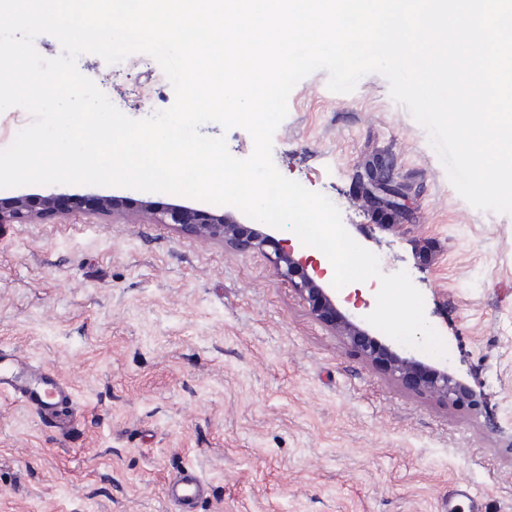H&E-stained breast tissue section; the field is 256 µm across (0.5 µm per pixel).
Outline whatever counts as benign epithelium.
<instances>
[{"label": "benign epithelium", "instance_id": "1", "mask_svg": "<svg viewBox=\"0 0 512 512\" xmlns=\"http://www.w3.org/2000/svg\"><path fill=\"white\" fill-rule=\"evenodd\" d=\"M140 208L157 216L160 223L172 224L204 242H222L239 251L272 248L277 273L292 283L318 320L330 327L369 364L421 394H429L455 406L478 409L475 395L465 382L449 373L448 368L429 365L412 354L404 356L371 335L366 320L346 309L345 304L351 301V297L337 298L332 289L321 283L325 271L313 261L297 255L287 241L260 230L243 231L228 211L218 214L178 205L157 209L152 204H142ZM72 209L94 214L123 212L122 204L114 197L62 193L39 197L22 195L0 199V223L43 219Z\"/></svg>", "mask_w": 512, "mask_h": 512}]
</instances>
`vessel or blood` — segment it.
<instances>
[{
	"mask_svg": "<svg viewBox=\"0 0 512 512\" xmlns=\"http://www.w3.org/2000/svg\"><path fill=\"white\" fill-rule=\"evenodd\" d=\"M0 392L15 395L46 420L56 423L63 406L71 399L72 389L52 370L31 365L17 354L1 349ZM166 495L174 512H197L206 496V485L196 474L187 472L168 484Z\"/></svg>",
	"mask_w": 512,
	"mask_h": 512,
	"instance_id": "vessel-or-blood-1",
	"label": "vessel or blood"
}]
</instances>
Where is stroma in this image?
Wrapping results in <instances>:
<instances>
[{"label": "stroma", "mask_w": 512, "mask_h": 512, "mask_svg": "<svg viewBox=\"0 0 512 512\" xmlns=\"http://www.w3.org/2000/svg\"><path fill=\"white\" fill-rule=\"evenodd\" d=\"M133 119L170 107L143 53L77 59ZM319 69L293 89L273 138L279 172L324 194L351 237L406 271L450 372L482 401L458 408L373 369L317 320L264 251L203 242L152 215L79 210L0 224V347L72 387L60 432L0 392V512H173L192 467L199 512H443L468 486L512 512V215L470 205L427 131L362 76L335 93ZM381 162L404 193L380 215L363 176ZM201 200L122 186L27 185L18 195ZM166 495L174 506V512H197L200 502L206 497V485L194 473H183L167 486Z\"/></svg>", "instance_id": "35a3bbf8"}]
</instances>
